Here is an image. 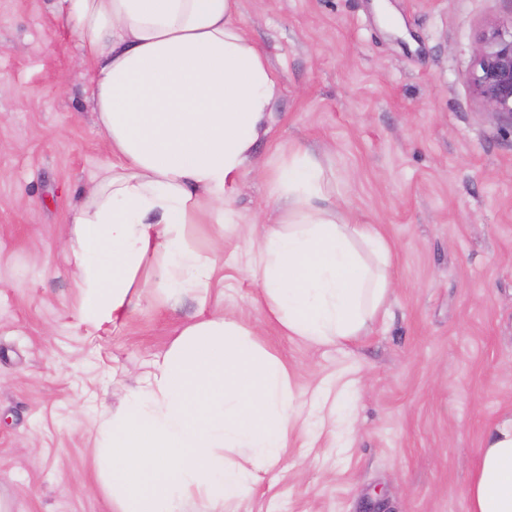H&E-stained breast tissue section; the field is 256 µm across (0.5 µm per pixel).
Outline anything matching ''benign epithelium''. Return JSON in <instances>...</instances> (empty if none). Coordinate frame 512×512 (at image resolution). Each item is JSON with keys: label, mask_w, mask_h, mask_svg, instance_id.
I'll return each mask as SVG.
<instances>
[{"label": "benign epithelium", "mask_w": 512, "mask_h": 512, "mask_svg": "<svg viewBox=\"0 0 512 512\" xmlns=\"http://www.w3.org/2000/svg\"><path fill=\"white\" fill-rule=\"evenodd\" d=\"M471 84L487 106L512 120V25L486 32L476 50Z\"/></svg>", "instance_id": "7a95c632"}]
</instances>
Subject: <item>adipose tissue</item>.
Wrapping results in <instances>:
<instances>
[{
    "label": "adipose tissue",
    "instance_id": "adipose-tissue-1",
    "mask_svg": "<svg viewBox=\"0 0 512 512\" xmlns=\"http://www.w3.org/2000/svg\"><path fill=\"white\" fill-rule=\"evenodd\" d=\"M90 67L108 157L70 215L81 322L135 309L134 288L206 300L216 260L199 224L247 223V273L269 316L316 344L357 335L393 284L391 246L328 206L323 168L290 148L270 173L271 222L235 202L269 130L280 76L245 33L240 0H58ZM304 403L288 366L221 315L185 326L123 408L102 422L96 467L116 512H210L276 466ZM469 512H512V413L490 421L466 487Z\"/></svg>",
    "mask_w": 512,
    "mask_h": 512
}]
</instances>
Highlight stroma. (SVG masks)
<instances>
[{
    "label": "stroma",
    "mask_w": 512,
    "mask_h": 512,
    "mask_svg": "<svg viewBox=\"0 0 512 512\" xmlns=\"http://www.w3.org/2000/svg\"><path fill=\"white\" fill-rule=\"evenodd\" d=\"M240 5L282 86L237 209L272 212L266 176L304 147L329 205L390 242L396 284L357 336L312 344L268 316L229 234L207 303L158 290L117 323L79 321L66 216L107 157L88 67L56 0H0V495L14 512H115L95 421L220 311L287 361L308 420L234 512H468L485 428L512 411V121L470 74L512 0Z\"/></svg>",
    "instance_id": "35a3bbf8"
}]
</instances>
